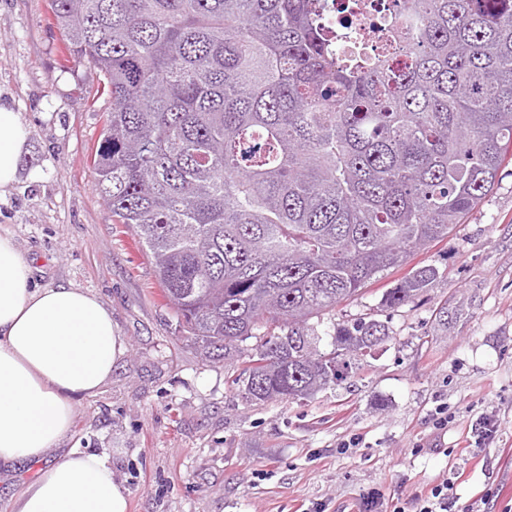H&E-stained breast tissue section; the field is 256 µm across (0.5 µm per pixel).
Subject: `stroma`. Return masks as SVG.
Returning a JSON list of instances; mask_svg holds the SVG:
<instances>
[{"label":"stroma","instance_id":"stroma-1","mask_svg":"<svg viewBox=\"0 0 512 512\" xmlns=\"http://www.w3.org/2000/svg\"><path fill=\"white\" fill-rule=\"evenodd\" d=\"M86 61L64 51L50 0H0V102L30 129L18 182L0 195V233L33 259L35 283L71 285L112 312L125 353L92 396L73 398L71 449L107 458L128 512H356L371 488L412 498L453 480L458 506L486 488L512 503V162L447 238L414 261L439 276L416 299L378 311L393 271L324 316L371 314L389 340L364 357L353 384L305 400L248 404L228 379L241 364L214 360L180 328L134 233L96 187L94 153L107 100ZM454 417L436 430L430 414ZM495 415L492 443L468 444L478 415ZM359 447L338 453L352 437ZM420 453H412L413 445Z\"/></svg>","mask_w":512,"mask_h":512}]
</instances>
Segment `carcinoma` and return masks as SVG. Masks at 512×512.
Segmentation results:
<instances>
[{
  "label": "carcinoma",
  "mask_w": 512,
  "mask_h": 512,
  "mask_svg": "<svg viewBox=\"0 0 512 512\" xmlns=\"http://www.w3.org/2000/svg\"><path fill=\"white\" fill-rule=\"evenodd\" d=\"M104 78L97 187L149 251L201 347L244 357L247 403L306 399L389 340L373 316L309 321L409 266L512 159V0H389L373 50L342 54L361 0H51ZM256 339L250 349L241 344Z\"/></svg>",
  "instance_id": "cac0c4a2"
}]
</instances>
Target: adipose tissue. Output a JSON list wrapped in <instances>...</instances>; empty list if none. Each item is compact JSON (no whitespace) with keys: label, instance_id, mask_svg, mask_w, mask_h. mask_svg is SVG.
I'll list each match as a JSON object with an SVG mask.
<instances>
[{"label":"adipose tissue","instance_id":"1","mask_svg":"<svg viewBox=\"0 0 512 512\" xmlns=\"http://www.w3.org/2000/svg\"><path fill=\"white\" fill-rule=\"evenodd\" d=\"M30 132L0 103V190L11 187ZM33 265L0 234V462L40 470L11 512H127V496L104 456H45L69 433L72 397L92 396L125 352L111 312L92 293L32 284Z\"/></svg>","mask_w":512,"mask_h":512}]
</instances>
